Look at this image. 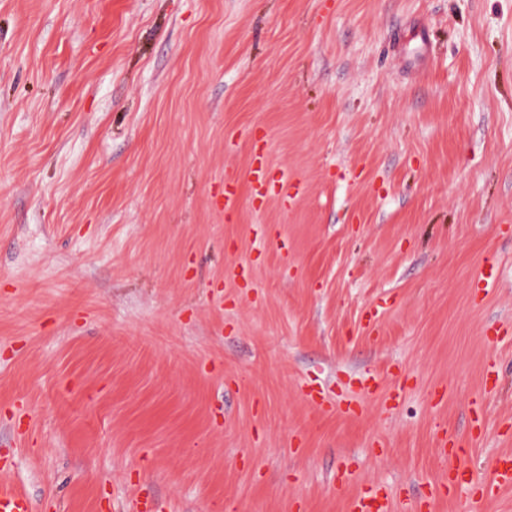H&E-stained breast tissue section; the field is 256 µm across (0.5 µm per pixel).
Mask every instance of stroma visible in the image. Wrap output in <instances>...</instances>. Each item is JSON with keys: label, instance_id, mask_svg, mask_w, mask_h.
<instances>
[{"label": "stroma", "instance_id": "obj_1", "mask_svg": "<svg viewBox=\"0 0 512 512\" xmlns=\"http://www.w3.org/2000/svg\"><path fill=\"white\" fill-rule=\"evenodd\" d=\"M449 435L512 452V0H0V483L417 512ZM391 510V504L386 493L356 497L350 504L351 512H391Z\"/></svg>", "mask_w": 512, "mask_h": 512}]
</instances>
